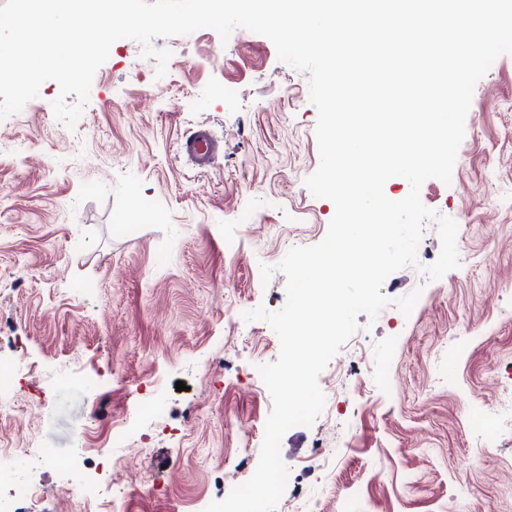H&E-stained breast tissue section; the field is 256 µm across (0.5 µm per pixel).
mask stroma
Masks as SVG:
<instances>
[{
	"label": "stroma",
	"mask_w": 512,
	"mask_h": 512,
	"mask_svg": "<svg viewBox=\"0 0 512 512\" xmlns=\"http://www.w3.org/2000/svg\"><path fill=\"white\" fill-rule=\"evenodd\" d=\"M153 45L172 53L166 75L139 43L115 42L75 127L53 114L52 80L0 120V365L24 381L0 448L44 450L46 464L13 468L39 474L43 512L83 480L81 435L117 415L137 418L136 433L97 447L130 462L112 480L128 512H196L254 473L273 408L258 368L280 344L243 314L284 306L277 264L321 242L335 211L304 183L320 162L308 76L270 39L203 28ZM200 127L220 147L196 168L180 145ZM457 166L420 197L457 222L465 261L428 280L440 240L426 222L417 265L385 280L389 305L358 315L321 373L323 413L284 435V500L512 512V54L475 86ZM416 289L403 315L393 300ZM148 465L167 495L143 494Z\"/></svg>",
	"instance_id": "obj_1"
}]
</instances>
